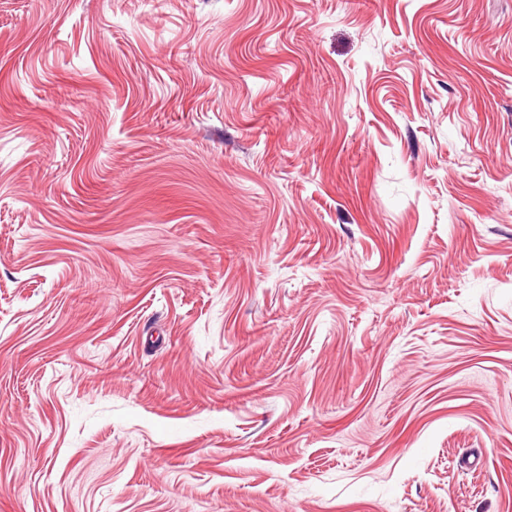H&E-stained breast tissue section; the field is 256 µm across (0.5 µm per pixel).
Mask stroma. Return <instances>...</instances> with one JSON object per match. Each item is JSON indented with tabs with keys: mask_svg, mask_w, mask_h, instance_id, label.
<instances>
[{
	"mask_svg": "<svg viewBox=\"0 0 512 512\" xmlns=\"http://www.w3.org/2000/svg\"><path fill=\"white\" fill-rule=\"evenodd\" d=\"M0 512H512V0H0Z\"/></svg>",
	"mask_w": 512,
	"mask_h": 512,
	"instance_id": "obj_1",
	"label": "stroma"
}]
</instances>
